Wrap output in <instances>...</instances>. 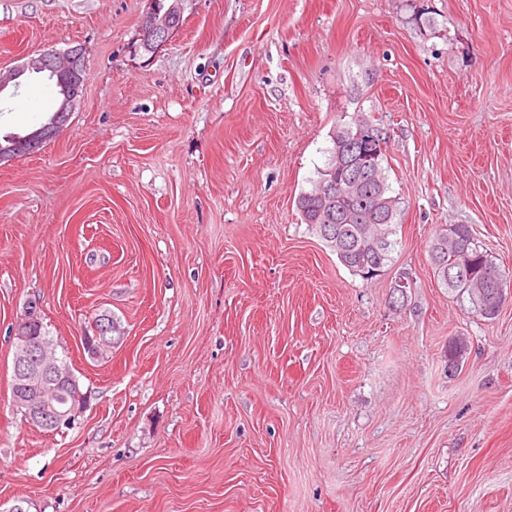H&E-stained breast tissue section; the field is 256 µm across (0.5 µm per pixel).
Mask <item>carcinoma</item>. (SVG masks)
Returning <instances> with one entry per match:
<instances>
[{"label": "carcinoma", "mask_w": 512, "mask_h": 512, "mask_svg": "<svg viewBox=\"0 0 512 512\" xmlns=\"http://www.w3.org/2000/svg\"><path fill=\"white\" fill-rule=\"evenodd\" d=\"M350 129L349 125L336 129L328 161L317 171L313 188L298 196L296 207L302 221L338 256L342 265L371 281L385 272L396 246L398 201L390 195L385 176L386 151L379 152L364 168L358 187L339 199L335 208H326L319 197L320 184L337 183L346 175L337 165L338 156L344 150L339 136ZM450 233L456 241L448 239ZM428 252L434 274L449 291L469 300L473 314L485 319L498 315L495 309L480 311L471 299V291L492 287L495 278L512 281V271L494 262L475 242L470 225L454 224L450 231L441 230L430 241Z\"/></svg>", "instance_id": "obj_1"}]
</instances>
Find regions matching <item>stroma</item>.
I'll list each match as a JSON object with an SVG mask.
<instances>
[{"label": "stroma", "instance_id": "1", "mask_svg": "<svg viewBox=\"0 0 512 512\" xmlns=\"http://www.w3.org/2000/svg\"><path fill=\"white\" fill-rule=\"evenodd\" d=\"M148 8L0 0V69L87 67L59 134L0 162V512H512V304L476 317L427 252L468 224L512 268V0H184L151 52ZM57 105L23 76L0 137ZM360 119L398 199L368 282L296 209ZM32 304L90 396L71 429L12 401ZM112 318L106 320L102 327L94 328L93 333L83 336L84 348L92 359H105L112 353Z\"/></svg>", "mask_w": 512, "mask_h": 512}]
</instances>
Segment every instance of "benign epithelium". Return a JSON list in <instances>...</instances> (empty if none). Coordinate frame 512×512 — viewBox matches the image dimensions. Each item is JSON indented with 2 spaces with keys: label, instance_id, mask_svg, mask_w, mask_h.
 <instances>
[{
  "label": "benign epithelium",
  "instance_id": "1",
  "mask_svg": "<svg viewBox=\"0 0 512 512\" xmlns=\"http://www.w3.org/2000/svg\"><path fill=\"white\" fill-rule=\"evenodd\" d=\"M182 0H168L166 9L152 8L142 19L140 34L142 39L159 46L165 44L176 28L171 18L180 16ZM84 62L81 48L65 52H43L32 55L20 66L7 72L0 71V92L9 86H18V79L27 72L48 73L56 78L60 87L61 101L50 123L38 129L41 136L31 141L29 138L17 140L18 150L30 154L45 141L56 135L66 123L70 112L82 96L84 83L76 80ZM373 125L362 120L357 132L347 135L351 149L362 144L365 137L383 147L382 137L373 134ZM477 297L484 306L496 309L512 302V285L497 283L494 291L484 288L477 291ZM39 321L36 311L30 310L12 330L15 343L13 379L16 391L12 395L16 408L24 412V417L32 424L59 430L72 427L83 416L89 406V396L84 393L72 374L61 365L59 358L49 344L31 331L30 324ZM112 321L108 320L93 333L83 336L84 348L92 359H105L112 353Z\"/></svg>",
  "mask_w": 512,
  "mask_h": 512
}]
</instances>
